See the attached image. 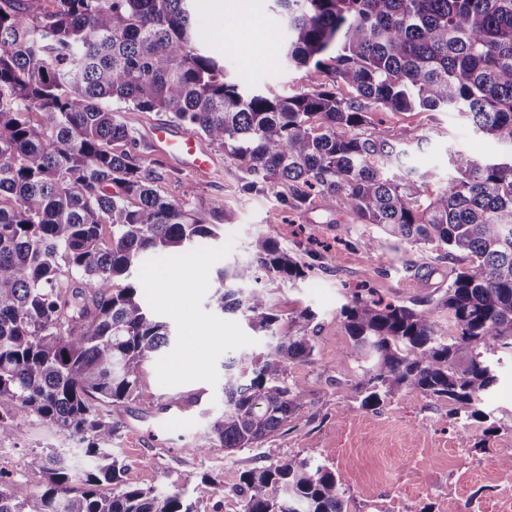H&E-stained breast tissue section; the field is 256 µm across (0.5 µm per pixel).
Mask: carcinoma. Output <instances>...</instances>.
I'll return each mask as SVG.
<instances>
[{"label": "carcinoma", "mask_w": 512, "mask_h": 512, "mask_svg": "<svg viewBox=\"0 0 512 512\" xmlns=\"http://www.w3.org/2000/svg\"><path fill=\"white\" fill-rule=\"evenodd\" d=\"M191 2L0 0V441L19 436L12 418L36 417L89 459L79 490L62 453L30 455L41 484L32 512H207L179 492L124 484L108 451L121 421L98 405L135 400L143 365L170 343L141 299L146 258L217 239L224 202L205 216L160 194L155 184L180 171L135 151V130L104 98L165 113L235 160L248 186L287 187L292 209L344 206L458 261L445 292L416 307L361 290L341 307L361 408L420 393L480 418L497 380L483 353L512 348V155L457 154L432 190L403 162L414 136L395 140L375 122L460 112L512 149V0H275L288 63L320 80L272 97L231 80L197 43ZM308 269L259 237L252 261L217 271L214 302L272 333L268 293L241 286ZM119 278L128 283L113 287ZM314 318L300 312L248 381L224 385V412L198 451L254 448L299 419L303 391L288 370L313 356ZM242 494V512H347L344 475L307 459L244 472ZM30 499L28 482L0 470V512H25Z\"/></svg>", "instance_id": "cac0c4a2"}]
</instances>
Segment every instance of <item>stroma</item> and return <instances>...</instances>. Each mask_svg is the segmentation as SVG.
<instances>
[{
    "mask_svg": "<svg viewBox=\"0 0 512 512\" xmlns=\"http://www.w3.org/2000/svg\"><path fill=\"white\" fill-rule=\"evenodd\" d=\"M259 26L246 16L217 12L214 0H193L197 41L222 56L243 85L273 94L307 88L306 69L284 57L285 26L274 0H256ZM251 65H244V57ZM389 135L412 130L409 164L430 187L446 182L450 157L463 153L478 161L512 152L475 132L456 112H388L381 117ZM210 175L198 177L179 161L182 181L159 183L160 193L187 209L207 212L220 200L229 219L216 240L194 256L149 257L141 298L170 326V345L143 368L139 397L120 407L123 426L111 451L123 466L125 484L183 493L211 508L239 512L240 476L253 466L307 458L341 471L347 480L348 512H500L512 495V469L497 461L512 457V351L496 348L497 383L479 404L484 416L450 417L446 403L418 393L399 394L373 409L360 408L349 386L358 374L339 311L350 291L363 286L372 297L409 303L447 288L454 264L440 252L402 244L345 208L325 209L313 201L304 209L285 207L286 187L264 191L246 186L236 161L215 151ZM274 238L310 270L298 281L261 278L270 306L287 325L303 309L315 314L318 340L313 358L294 364L289 378L304 391L305 406L294 428L255 448L229 453L214 447L197 453L211 420L224 411L225 362L245 365L270 350L273 341L253 330L238 312H219L212 295L217 270L251 261L258 236ZM374 239L366 252L363 243ZM205 389L207 399L190 412L164 411L167 397ZM20 437L0 442V468L25 478L31 451L68 452L73 475L84 458L74 441L31 417L18 423ZM492 436H485V429Z\"/></svg>",
    "mask_w": 512,
    "mask_h": 512,
    "instance_id": "stroma-1",
    "label": "stroma"
}]
</instances>
